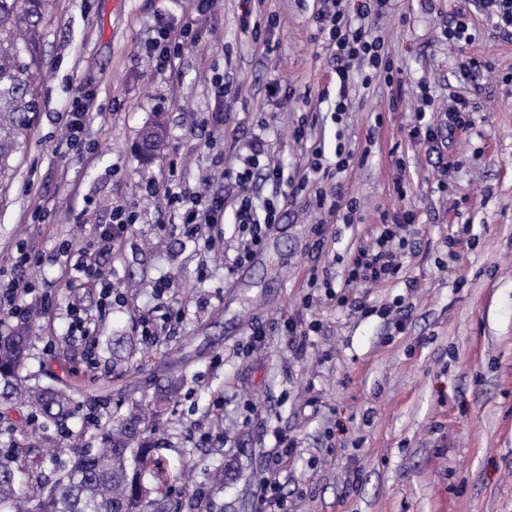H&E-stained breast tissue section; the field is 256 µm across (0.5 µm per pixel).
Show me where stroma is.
Returning a JSON list of instances; mask_svg holds the SVG:
<instances>
[{"mask_svg": "<svg viewBox=\"0 0 512 512\" xmlns=\"http://www.w3.org/2000/svg\"><path fill=\"white\" fill-rule=\"evenodd\" d=\"M194 7L50 2L28 147L0 192V287L21 273L31 282L24 302L41 339L23 374L77 388V417L64 435L15 406L0 448L70 459L92 417L151 400L180 375L160 433L167 462L194 472L191 492H168L180 512H512V30L495 29L480 0H389L376 33L396 82L354 80L336 122L320 0H213L158 70V20L181 26ZM459 12L475 34L467 54L492 64L477 94L455 80L459 51L443 33ZM217 72L231 86L220 105ZM88 91L89 146L64 149L66 113ZM457 96L479 110L469 133L452 136ZM421 108L451 140L442 152L410 136ZM157 119L166 147L145 171L134 144ZM340 144L354 159L321 186L356 200L351 222L318 207L313 190L294 195L255 174V205L278 200L280 218L235 267L230 169L260 147L297 182L311 176L315 147L332 164ZM171 184L223 194V224L186 236L163 201ZM119 204L137 224L99 255L100 279L71 283L69 259L91 250ZM408 210L400 272L347 285L357 250ZM21 243L38 258L23 272ZM162 279L173 287L159 296ZM105 282L122 296L107 311ZM71 306L87 313L89 336L71 334ZM146 317L155 335H142ZM113 335L137 339L119 376L105 354H86Z\"/></svg>", "mask_w": 512, "mask_h": 512, "instance_id": "1", "label": "stroma"}]
</instances>
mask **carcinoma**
Segmentation results:
<instances>
[{"label":"carcinoma","instance_id":"obj_1","mask_svg":"<svg viewBox=\"0 0 512 512\" xmlns=\"http://www.w3.org/2000/svg\"><path fill=\"white\" fill-rule=\"evenodd\" d=\"M50 0H0V184L10 179L11 157L28 137L31 114L37 108L42 79L40 45ZM166 133L160 123L140 133L139 160L152 162L146 134ZM30 316L0 336V408L22 402L44 423L68 428L76 416L75 391L54 384L28 383L21 371L35 347ZM132 341L114 336L106 343L112 367L124 366V351ZM157 425L141 405L94 423L88 441L75 448L61 467L54 456L29 460L10 448H0V505L11 512H177L162 492L185 478L159 454Z\"/></svg>","mask_w":512,"mask_h":512}]
</instances>
